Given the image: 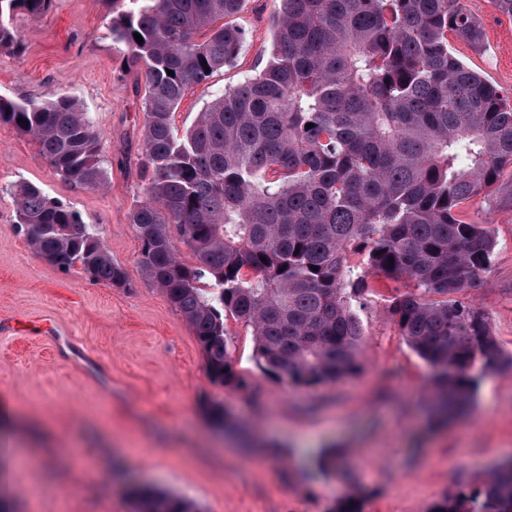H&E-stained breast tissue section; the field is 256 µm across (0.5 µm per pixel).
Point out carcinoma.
<instances>
[{
    "instance_id": "carcinoma-1",
    "label": "carcinoma",
    "mask_w": 512,
    "mask_h": 512,
    "mask_svg": "<svg viewBox=\"0 0 512 512\" xmlns=\"http://www.w3.org/2000/svg\"><path fill=\"white\" fill-rule=\"evenodd\" d=\"M132 2L108 23L144 112V198L130 223L145 275L192 328L213 383L249 387L231 364L226 314L251 329L264 371L291 387L357 373L356 308L367 276L383 275L406 287L389 313L431 371L436 416L470 410L482 377L511 369L512 354L467 297L495 241L459 211L512 168V106L448 50L450 34L483 42L464 0H280L265 66L180 137L173 115L189 89L237 63L246 35L225 19L245 0ZM52 3L0 0V49L23 47L16 15L37 19ZM0 124L31 137L71 185L105 188L99 134L75 98L0 97ZM10 194L18 229L46 261L126 283L77 211L31 182ZM176 236L195 264L178 259ZM131 498L135 512H194L147 487ZM430 512H512V464Z\"/></svg>"
}]
</instances>
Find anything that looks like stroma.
Masks as SVG:
<instances>
[{"mask_svg":"<svg viewBox=\"0 0 512 512\" xmlns=\"http://www.w3.org/2000/svg\"><path fill=\"white\" fill-rule=\"evenodd\" d=\"M483 29L481 48L448 47L512 101V18L494 0H465ZM279 0H245L233 24L247 33L235 67L195 86L174 114L177 133L203 105L254 74L271 52ZM128 0H54L38 19L14 20L24 47L0 50V95L38 102L68 94L100 133L108 183L78 189L38 145L0 124V498L14 512H133L130 490L183 496L197 512H332L362 497L363 512H430L458 488L477 487L512 459V369L488 373L467 414L430 426L427 365L387 312L397 281H369L357 374L293 388L258 364L254 338L226 317L231 363L249 387L213 384L182 314L145 276L129 214L144 195L142 98L122 66L108 22ZM29 181L69 204L127 274L114 287L49 264L16 230L10 187ZM488 225L491 265L469 295L512 354V175L461 209ZM241 426L228 433L208 408ZM336 451L335 469L316 464ZM51 467H44V460Z\"/></svg>","mask_w":512,"mask_h":512,"instance_id":"35a3bbf8","label":"stroma"}]
</instances>
